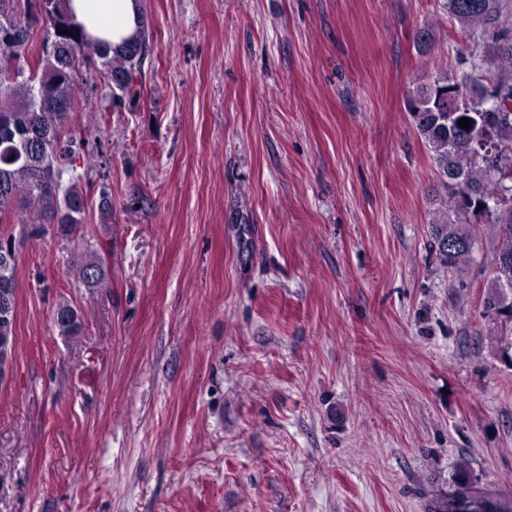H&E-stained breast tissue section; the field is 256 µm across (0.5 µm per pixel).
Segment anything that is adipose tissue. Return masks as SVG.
<instances>
[{"label": "adipose tissue", "mask_w": 512, "mask_h": 512, "mask_svg": "<svg viewBox=\"0 0 512 512\" xmlns=\"http://www.w3.org/2000/svg\"><path fill=\"white\" fill-rule=\"evenodd\" d=\"M140 0H68L73 21L110 48L121 47L135 35L141 21Z\"/></svg>", "instance_id": "1"}]
</instances>
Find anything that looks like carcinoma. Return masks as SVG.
I'll return each instance as SVG.
<instances>
[{
	"label": "carcinoma",
	"instance_id": "carcinoma-1",
	"mask_svg": "<svg viewBox=\"0 0 512 512\" xmlns=\"http://www.w3.org/2000/svg\"><path fill=\"white\" fill-rule=\"evenodd\" d=\"M505 0H446L448 19L482 40L481 51L465 60L458 77L438 74L415 86L408 111L432 153L445 193L432 219L430 250L445 270L467 273L483 238L493 245L492 285L481 300L482 315L512 317V207H498L504 172L512 168V33L502 27ZM65 0H47L39 30L21 16L0 13V224L16 222L39 235L52 226L63 237L79 231L86 219L84 175L71 172L74 158L89 159L86 139L68 131L77 111L79 84L94 77L103 83L113 107L131 98L142 64L150 54L147 27L124 46L108 52L68 18ZM478 100L471 111L443 112L459 89ZM462 118L469 129L458 126ZM493 127L496 152L477 156L472 139L477 126ZM17 260L0 273V293L10 313L0 316V338L16 341ZM75 279L88 288L107 283L106 265L96 251L72 260ZM56 310L73 321L58 326L72 340L83 324L66 302ZM427 512H512V496L474 477L463 460L445 487L432 494Z\"/></svg>",
	"mask_w": 512,
	"mask_h": 512
}]
</instances>
